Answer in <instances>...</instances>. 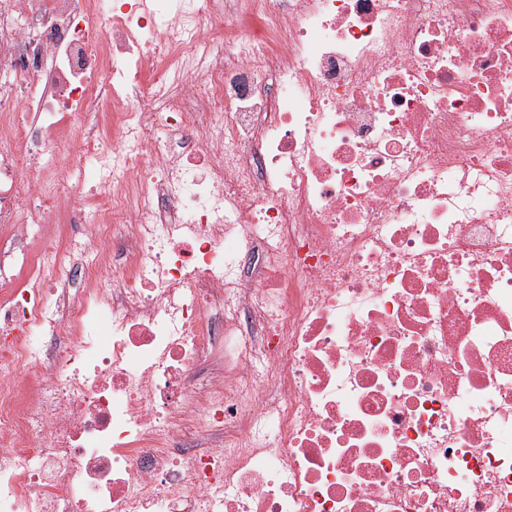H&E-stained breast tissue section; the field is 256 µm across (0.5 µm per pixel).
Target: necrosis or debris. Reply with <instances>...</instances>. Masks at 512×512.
<instances>
[{
	"mask_svg": "<svg viewBox=\"0 0 512 512\" xmlns=\"http://www.w3.org/2000/svg\"><path fill=\"white\" fill-rule=\"evenodd\" d=\"M1 71L0 512H512V0H10Z\"/></svg>",
	"mask_w": 512,
	"mask_h": 512,
	"instance_id": "4bbe7bcc",
	"label": "necrosis or debris"
}]
</instances>
